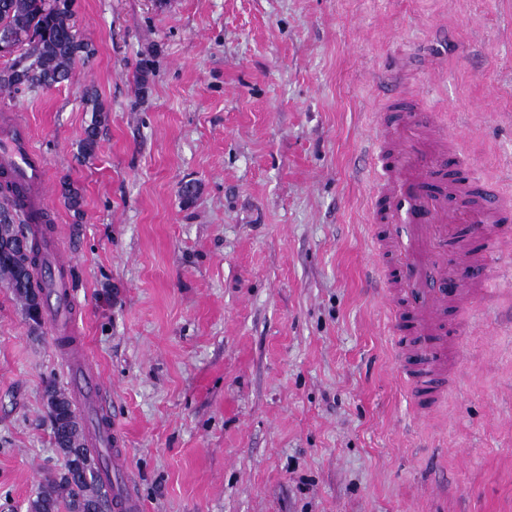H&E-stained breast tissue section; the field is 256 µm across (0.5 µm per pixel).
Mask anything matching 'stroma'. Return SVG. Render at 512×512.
I'll list each match as a JSON object with an SVG mask.
<instances>
[{
	"label": "stroma",
	"instance_id": "stroma-1",
	"mask_svg": "<svg viewBox=\"0 0 512 512\" xmlns=\"http://www.w3.org/2000/svg\"><path fill=\"white\" fill-rule=\"evenodd\" d=\"M73 13L95 55L7 99L49 160L143 512H512V282L469 309L454 386L416 421L370 282L365 171L389 91L418 92L512 194V0ZM88 87L105 110L85 159ZM51 381L68 385L46 323L0 283V512L63 464Z\"/></svg>",
	"mask_w": 512,
	"mask_h": 512
}]
</instances>
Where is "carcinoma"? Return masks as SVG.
I'll return each mask as SVG.
<instances>
[{
    "label": "carcinoma",
    "instance_id": "cac0c4a2",
    "mask_svg": "<svg viewBox=\"0 0 512 512\" xmlns=\"http://www.w3.org/2000/svg\"><path fill=\"white\" fill-rule=\"evenodd\" d=\"M72 0H0V45L12 51L26 47L8 68L0 71V89H50L71 78L77 59L94 56L92 43L73 39ZM97 120L85 129L81 155L92 157L98 147ZM29 225L11 224L8 214H0V277L23 303L32 307L30 297L41 294L30 267L36 264L40 243L28 240ZM26 240V251L15 252L10 245L17 237ZM55 443L64 458L63 467L46 478L29 512H109L112 498L98 476L96 452L82 443V427L77 406L54 383L46 388Z\"/></svg>",
    "mask_w": 512,
    "mask_h": 512
}]
</instances>
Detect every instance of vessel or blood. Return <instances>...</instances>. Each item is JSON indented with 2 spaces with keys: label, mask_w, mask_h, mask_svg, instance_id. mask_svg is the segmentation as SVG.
Instances as JSON below:
<instances>
[{
  "label": "vessel or blood",
  "mask_w": 512,
  "mask_h": 512,
  "mask_svg": "<svg viewBox=\"0 0 512 512\" xmlns=\"http://www.w3.org/2000/svg\"><path fill=\"white\" fill-rule=\"evenodd\" d=\"M378 156L383 165L372 171L369 202L373 251L380 258L382 295L397 338L401 377L424 418L444 400L460 358L463 327L456 313L483 294L472 275L492 268L500 279H512V257L502 250L503 232L512 223V200L474 176L457 138L426 114L414 96H392L380 128ZM0 183L18 189L19 213L37 222L47 241L42 276L47 321L56 333L73 339L62 355L64 372L80 403L91 410L95 434L90 445L112 449L106 471L117 487L112 508L140 512L122 438L112 426L114 407L77 337L78 311L58 258L60 232L48 205L46 161L32 144L27 113L13 108L0 112ZM465 212L476 226L463 236L458 226Z\"/></svg>",
  "instance_id": "vessel-or-blood-1"
}]
</instances>
